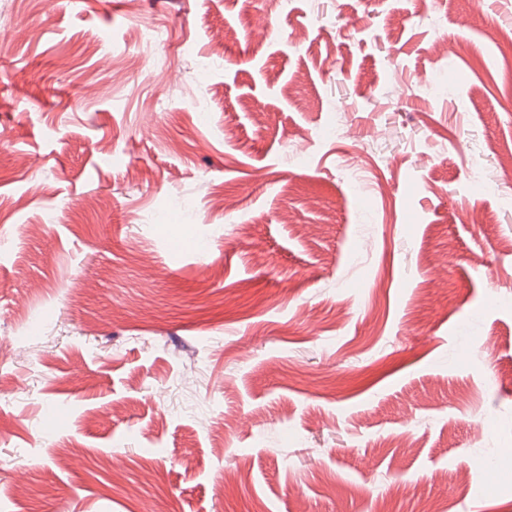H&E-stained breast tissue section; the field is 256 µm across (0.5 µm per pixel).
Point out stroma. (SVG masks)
Listing matches in <instances>:
<instances>
[{"instance_id":"obj_1","label":"stroma","mask_w":512,"mask_h":512,"mask_svg":"<svg viewBox=\"0 0 512 512\" xmlns=\"http://www.w3.org/2000/svg\"><path fill=\"white\" fill-rule=\"evenodd\" d=\"M492 27L0 0V512H512Z\"/></svg>"}]
</instances>
